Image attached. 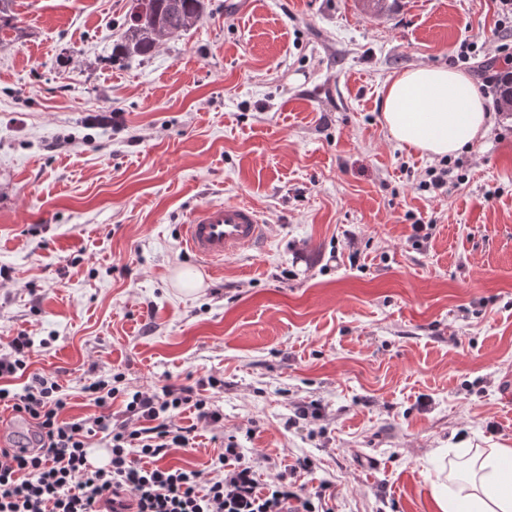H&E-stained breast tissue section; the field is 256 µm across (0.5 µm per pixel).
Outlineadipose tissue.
Masks as SVG:
<instances>
[{
  "label": "adipose tissue",
  "mask_w": 512,
  "mask_h": 512,
  "mask_svg": "<svg viewBox=\"0 0 512 512\" xmlns=\"http://www.w3.org/2000/svg\"><path fill=\"white\" fill-rule=\"evenodd\" d=\"M380 119L396 141L440 158L481 138L489 116L466 73L420 67L386 80ZM434 499L440 512H512V448L449 449Z\"/></svg>",
  "instance_id": "adipose-tissue-1"
}]
</instances>
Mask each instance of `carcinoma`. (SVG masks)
Wrapping results in <instances>:
<instances>
[{"mask_svg": "<svg viewBox=\"0 0 512 512\" xmlns=\"http://www.w3.org/2000/svg\"><path fill=\"white\" fill-rule=\"evenodd\" d=\"M206 8V0H132L126 20V50L133 55L150 53L159 42L186 31ZM499 109L512 112V74L499 87Z\"/></svg>", "mask_w": 512, "mask_h": 512, "instance_id": "obj_1", "label": "carcinoma"}]
</instances>
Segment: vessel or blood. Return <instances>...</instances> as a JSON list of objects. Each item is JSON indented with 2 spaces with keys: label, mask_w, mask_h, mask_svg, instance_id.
Segmentation results:
<instances>
[{
  "label": "vessel or blood",
  "mask_w": 512,
  "mask_h": 512,
  "mask_svg": "<svg viewBox=\"0 0 512 512\" xmlns=\"http://www.w3.org/2000/svg\"><path fill=\"white\" fill-rule=\"evenodd\" d=\"M265 234V226L252 204L210 202L191 212L185 226V243L199 264L211 266L255 247Z\"/></svg>",
  "instance_id": "b4317fda"
}]
</instances>
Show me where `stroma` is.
<instances>
[{"label":"stroma","mask_w":512,"mask_h":512,"mask_svg":"<svg viewBox=\"0 0 512 512\" xmlns=\"http://www.w3.org/2000/svg\"><path fill=\"white\" fill-rule=\"evenodd\" d=\"M130 6L10 7L0 352L34 337L67 421L109 373L210 397L223 426L183 409L192 445L164 464L207 470L232 436L260 480L330 482V512H439L434 449L512 448V113L482 87L512 70V0H207L147 56L121 48ZM426 66L470 74L491 116L445 160L380 121L384 81ZM238 200L266 239L182 290L188 213Z\"/></svg>","instance_id":"obj_1"}]
</instances>
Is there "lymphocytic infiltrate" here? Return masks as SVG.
<instances>
[{"mask_svg":"<svg viewBox=\"0 0 512 512\" xmlns=\"http://www.w3.org/2000/svg\"><path fill=\"white\" fill-rule=\"evenodd\" d=\"M33 345L20 335L0 354V406L34 426L21 449L0 448V512H114L120 500L130 512H326V486L307 491L282 473L259 483L232 440L217 449L208 471L160 465L169 449L191 440L190 429L174 422L177 411L192 406L204 424L222 419L211 398L192 387L125 395L102 375L83 387L99 414L62 420L66 401L57 380L36 375L22 389L10 386L26 371ZM119 397L125 408L117 415L112 402ZM96 435L110 450L104 467L88 461L87 442Z\"/></svg>","mask_w":512,"mask_h":512,"instance_id":"f902f5d3","label":"lymphocytic infiltrate"}]
</instances>
